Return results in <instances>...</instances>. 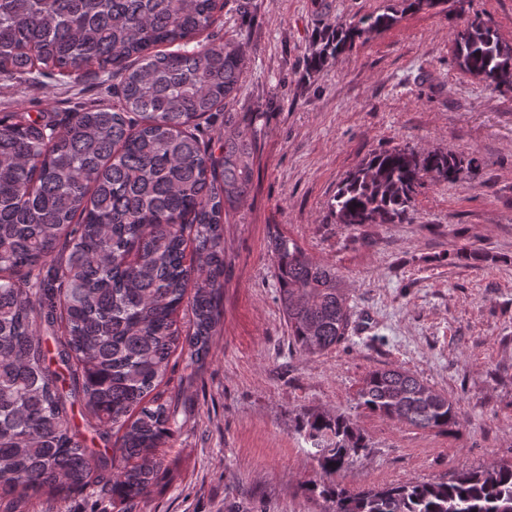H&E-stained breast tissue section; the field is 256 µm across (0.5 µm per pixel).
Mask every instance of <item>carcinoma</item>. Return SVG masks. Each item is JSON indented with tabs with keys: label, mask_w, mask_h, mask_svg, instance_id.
Masks as SVG:
<instances>
[{
	"label": "carcinoma",
	"mask_w": 512,
	"mask_h": 512,
	"mask_svg": "<svg viewBox=\"0 0 512 512\" xmlns=\"http://www.w3.org/2000/svg\"><path fill=\"white\" fill-rule=\"evenodd\" d=\"M223 9L224 0H0V76L39 63L59 72L96 65L120 77L116 110L81 109L63 123L0 118V512L88 488L130 502L163 465L171 414L152 392L173 350H187L194 364L210 353L221 319L224 215L249 194L257 157L253 130L229 115L218 159L191 129L226 106L243 73L230 43L187 49ZM394 21L380 15L362 28L327 29L314 62ZM456 57L470 75L512 90V44L485 23L459 35ZM472 164L438 151L375 154L334 196L336 223H390L407 214L425 177L453 182ZM271 249L295 346L315 356L341 343L350 307L336 268L282 235ZM183 306L185 333L176 325ZM66 374L79 392L64 391ZM76 396L101 435L120 433L119 458L88 447L73 428ZM358 400L422 430L460 423L454 400L399 367L370 371ZM297 432L326 475L367 448L341 415L309 413ZM308 490L331 512H512V464L446 482L351 492L322 481Z\"/></svg>",
	"instance_id": "carcinoma-1"
}]
</instances>
